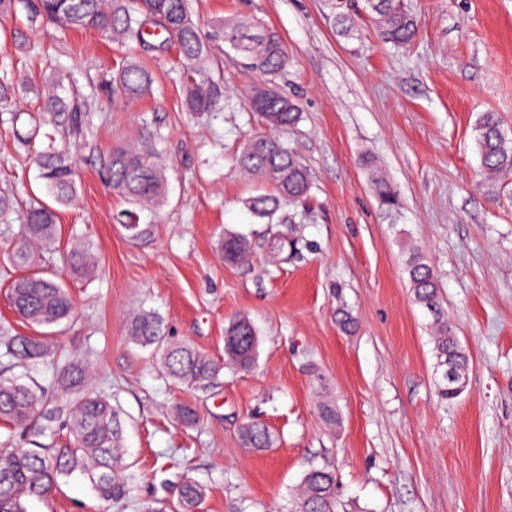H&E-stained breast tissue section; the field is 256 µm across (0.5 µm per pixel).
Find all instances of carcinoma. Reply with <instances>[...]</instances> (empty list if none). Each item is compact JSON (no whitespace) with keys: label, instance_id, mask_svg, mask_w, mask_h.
Returning a JSON list of instances; mask_svg holds the SVG:
<instances>
[{"label":"carcinoma","instance_id":"cac0c4a2","mask_svg":"<svg viewBox=\"0 0 512 512\" xmlns=\"http://www.w3.org/2000/svg\"><path fill=\"white\" fill-rule=\"evenodd\" d=\"M29 20L45 21L62 30H94L121 42L145 43L143 22L148 17L162 19L166 34L162 44L174 45L181 69L186 110L198 116L218 109L224 87L212 79L206 65L211 62V45L218 41L231 44L244 60L245 68L265 77L264 85L254 87L250 108L265 131L246 139L236 157L245 173L274 187L272 193L248 197L245 210L258 224H287V232H278L266 240L267 251L299 253L294 216L284 212L285 205H303L311 196L309 173L282 141L278 132L294 125L300 116L297 103L273 89V78L289 63L288 51L280 36L253 18H220L202 32L194 19L190 0H26ZM365 14L379 38L396 47H407L417 37L418 23L404 0H364ZM337 32L349 36L357 20L337 3L332 15ZM63 79H57L41 95L42 111L55 122L79 127L78 109L59 93ZM153 77L141 63L124 60L112 76V93L128 100L149 94ZM481 170L493 178L512 169V140L501 129L494 112H485L476 128ZM159 142L149 132L112 148L106 178L132 208L116 214L114 220L133 240L152 232V225L139 223L136 209L158 207L164 202L167 165ZM33 162L38 168L44 197L31 200L21 225V243L14 252L15 265L29 273L14 280L10 300L17 314L35 326L57 325L72 314L71 297L64 286L35 271L42 253L59 235L55 205H68L77 196L71 158L55 148L37 151ZM370 183L379 204H397L393 187L372 166ZM224 263L230 266L248 262L252 252L244 238L226 234L220 241ZM72 275L87 277L95 260L85 246L74 247L68 255ZM408 283L417 304L433 318L432 336L437 394L452 402L468 384L469 357L451 326L448 325L430 263L418 252L406 259ZM129 336L142 348L159 356L164 374L191 389H207L217 383L224 366L186 343H177L162 334L161 321L153 313H141L129 324ZM259 351L258 333L246 317L233 318L224 332V357L231 366L250 370ZM0 356L9 360L8 368L24 369L20 376L0 373V423L9 431L0 441V512H27L25 501L42 498L74 474L84 476L97 497L107 503H122L131 492L128 461L123 445V422L112 398L101 393L90 380L91 367L80 356L62 357L51 337L7 331L0 334ZM47 359L63 361L56 376L46 385L29 375L31 369ZM243 447L262 450L272 447L274 439L259 420L249 418L240 426ZM336 472L328 466L310 469L303 490L292 512H338ZM206 487L186 478L175 486L172 501L162 508L145 512H202Z\"/></svg>","mask_w":512,"mask_h":512}]
</instances>
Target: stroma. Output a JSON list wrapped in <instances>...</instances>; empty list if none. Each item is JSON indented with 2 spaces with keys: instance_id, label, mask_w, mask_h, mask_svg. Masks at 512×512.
<instances>
[{
  "instance_id": "35a3bbf8",
  "label": "stroma",
  "mask_w": 512,
  "mask_h": 512,
  "mask_svg": "<svg viewBox=\"0 0 512 512\" xmlns=\"http://www.w3.org/2000/svg\"><path fill=\"white\" fill-rule=\"evenodd\" d=\"M408 2L419 32L404 50L382 43L365 19L357 38L338 36L328 0H193L203 25L261 18L291 58L276 85L302 118L283 138L313 188L309 206L295 210L306 249L274 263L268 225L242 207L258 183L232 162L261 129L248 104L260 77L229 45L217 46L211 65L224 99L199 118L184 107L174 49L0 14V78L14 84L0 102V194L13 202L0 215V328L26 330L8 301L20 274L12 255L23 210L41 192L32 153L51 132L73 157L78 193L58 207L61 234L42 263L74 304L50 332L64 352L89 356L97 387L122 411L133 463L121 505L74 476L30 500L28 512H143L185 476L206 485L203 512H288L314 465L335 469L346 512H512V170L481 175L475 140L485 112L498 113L512 138V0ZM130 55L154 84L125 101L105 81ZM54 72L79 105L80 134L43 123L40 94ZM144 127L163 139L167 202L141 212L154 233L133 241L113 220L126 204L103 172L113 145ZM366 156L396 189L395 208L380 207ZM228 229L250 241L248 264H224L217 243ZM75 239L96 257L90 278L66 266ZM412 248L433 264L471 358L466 391L446 405L436 394L431 317L408 284ZM341 306L358 321L353 333L336 320ZM134 311L155 313L165 336L219 361L225 326L248 317L261 338L257 364L224 369L205 391L177 384L131 342ZM314 367L331 385L338 427L320 418ZM184 403L200 413L194 426L177 418ZM250 416L268 425L273 447H242Z\"/></svg>"
}]
</instances>
